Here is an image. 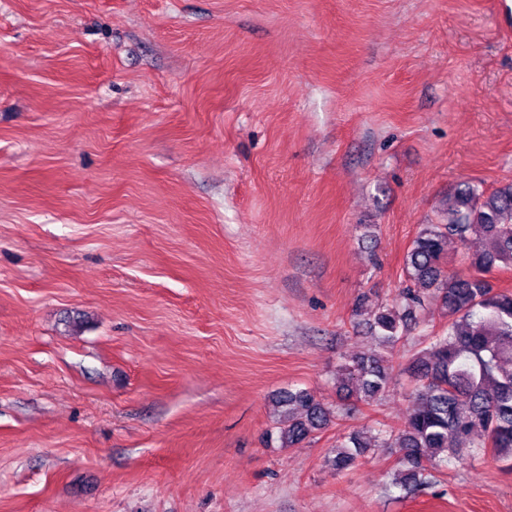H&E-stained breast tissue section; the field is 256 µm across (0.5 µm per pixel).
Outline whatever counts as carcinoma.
I'll use <instances>...</instances> for the list:
<instances>
[{
  "label": "carcinoma",
  "mask_w": 512,
  "mask_h": 512,
  "mask_svg": "<svg viewBox=\"0 0 512 512\" xmlns=\"http://www.w3.org/2000/svg\"><path fill=\"white\" fill-rule=\"evenodd\" d=\"M483 248L468 256V269L444 266L448 240ZM512 266V183L487 193L464 183L448 194V219L422 225L407 251L405 286L378 308L373 329L392 349L419 322L428 299L440 301L447 324L421 337L405 371L414 382L411 411L396 432L377 426L336 438L334 471L353 467L378 441L395 448V483L417 490L431 471L485 448L512 462V293L495 292L486 274ZM340 390L372 404L392 383V365L376 355L352 354L343 366ZM278 439L291 446L327 428L334 411L304 388H290L277 401Z\"/></svg>",
  "instance_id": "carcinoma-1"
}]
</instances>
